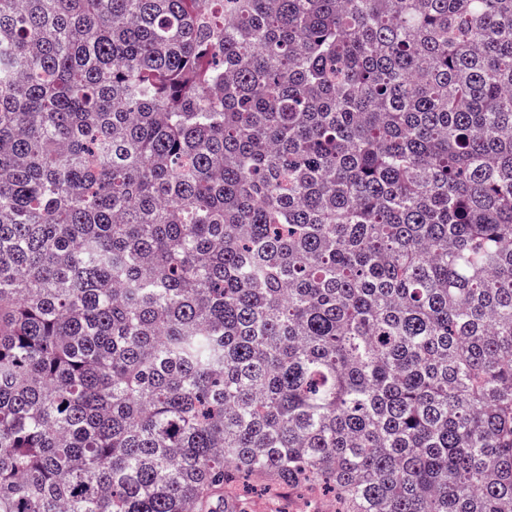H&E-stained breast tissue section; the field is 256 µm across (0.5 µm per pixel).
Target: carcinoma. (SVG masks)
I'll return each mask as SVG.
<instances>
[{"label": "carcinoma", "mask_w": 512, "mask_h": 512, "mask_svg": "<svg viewBox=\"0 0 512 512\" xmlns=\"http://www.w3.org/2000/svg\"><path fill=\"white\" fill-rule=\"evenodd\" d=\"M512 512V0H0V512ZM257 486V492L249 494L248 498L254 502L251 510L253 512H270V510H282L287 512H303L306 510V502L287 490H266L260 492V486Z\"/></svg>", "instance_id": "obj_1"}]
</instances>
